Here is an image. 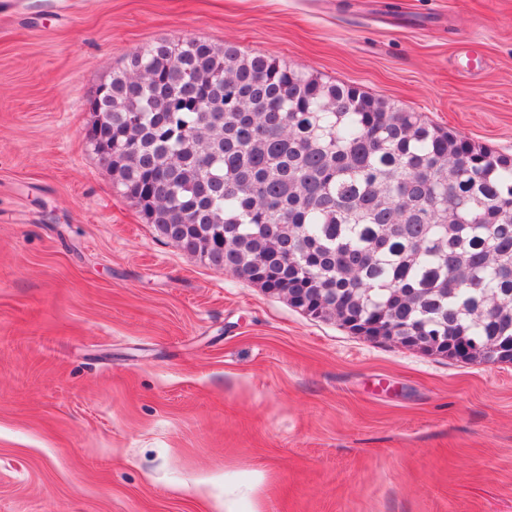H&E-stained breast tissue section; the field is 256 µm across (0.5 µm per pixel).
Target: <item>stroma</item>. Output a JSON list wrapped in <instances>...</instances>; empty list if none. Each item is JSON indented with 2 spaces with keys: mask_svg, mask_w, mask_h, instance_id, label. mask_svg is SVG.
<instances>
[{
  "mask_svg": "<svg viewBox=\"0 0 512 512\" xmlns=\"http://www.w3.org/2000/svg\"><path fill=\"white\" fill-rule=\"evenodd\" d=\"M178 38L512 154V0H0V512H512V364L312 318L113 187L88 101Z\"/></svg>",
  "mask_w": 512,
  "mask_h": 512,
  "instance_id": "1",
  "label": "stroma"
}]
</instances>
